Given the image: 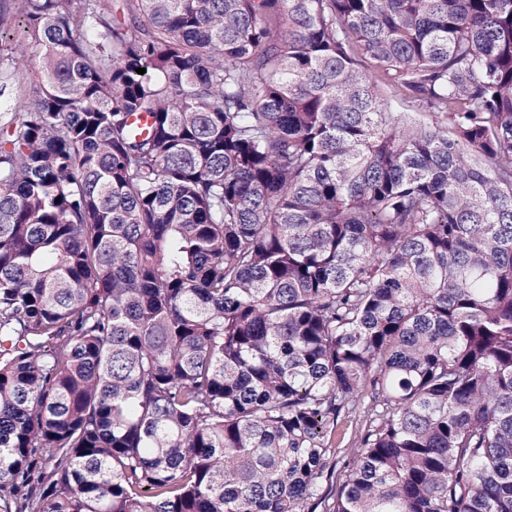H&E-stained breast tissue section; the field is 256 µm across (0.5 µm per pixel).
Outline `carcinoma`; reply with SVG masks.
Returning a JSON list of instances; mask_svg holds the SVG:
<instances>
[{
    "label": "carcinoma",
    "instance_id": "1",
    "mask_svg": "<svg viewBox=\"0 0 512 512\" xmlns=\"http://www.w3.org/2000/svg\"><path fill=\"white\" fill-rule=\"evenodd\" d=\"M4 63L0 512H512V0H13Z\"/></svg>",
    "mask_w": 512,
    "mask_h": 512
}]
</instances>
